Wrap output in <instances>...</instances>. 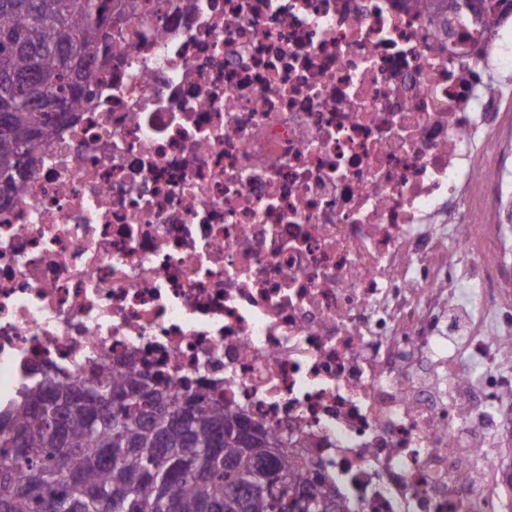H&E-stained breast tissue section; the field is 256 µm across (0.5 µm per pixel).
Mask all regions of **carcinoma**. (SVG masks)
I'll return each instance as SVG.
<instances>
[{
  "instance_id": "cac0c4a2",
  "label": "carcinoma",
  "mask_w": 512,
  "mask_h": 512,
  "mask_svg": "<svg viewBox=\"0 0 512 512\" xmlns=\"http://www.w3.org/2000/svg\"><path fill=\"white\" fill-rule=\"evenodd\" d=\"M102 0H0V196L91 94L107 53ZM254 430L259 446L238 434ZM221 397L199 401L148 370L49 380L0 414V512H353Z\"/></svg>"
}]
</instances>
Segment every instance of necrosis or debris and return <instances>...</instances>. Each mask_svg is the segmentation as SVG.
<instances>
[{"label": "necrosis or debris", "mask_w": 512, "mask_h": 512, "mask_svg": "<svg viewBox=\"0 0 512 512\" xmlns=\"http://www.w3.org/2000/svg\"><path fill=\"white\" fill-rule=\"evenodd\" d=\"M0 204V409L223 395L355 512H512V29L465 0H123Z\"/></svg>", "instance_id": "necrosis-or-debris-1"}]
</instances>
